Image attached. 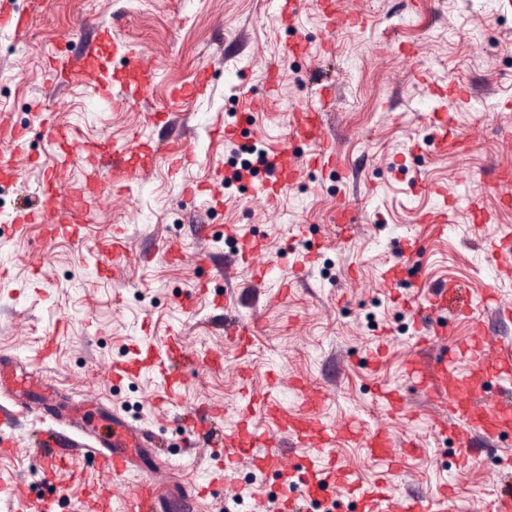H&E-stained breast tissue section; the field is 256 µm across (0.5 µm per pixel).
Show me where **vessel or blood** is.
<instances>
[{
  "label": "vessel or blood",
  "mask_w": 512,
  "mask_h": 512,
  "mask_svg": "<svg viewBox=\"0 0 512 512\" xmlns=\"http://www.w3.org/2000/svg\"><path fill=\"white\" fill-rule=\"evenodd\" d=\"M317 10L322 14L326 32L339 27L361 28L365 19L360 14L339 12L336 0H318ZM32 16L15 11L8 4L0 5V30H9L15 36H25ZM101 43L110 44L113 53L122 55L127 62L126 78L119 87L100 84L97 80V55H89L86 65L71 71V79L81 85L95 87L97 93L113 105L122 106L133 100L147 99L160 68L158 62L127 44L114 41L111 30H102ZM322 103H303L288 115V139L273 148L267 158L266 175L254 189L269 204H276L279 197L296 180L302 168H328L337 166L339 151L336 141L323 128ZM51 140L63 150L62 165H69L77 144L78 135L73 130H62L47 126ZM29 131L20 127H8L0 132V144L6 145V153H0V176L15 178L19 168L15 163L17 154L24 152ZM300 140L310 146L307 154L295 155L290 147L292 141ZM156 146L133 134L121 145L110 148L112 168L127 181L138 179L153 163ZM44 194L46 200L38 206H22L15 210L11 222L19 235H27L31 226H39L43 237L53 239L60 236H75L78 226L84 221L80 200L61 205L57 202L58 181L55 173H48ZM419 244L416 239L405 238L399 243V260L385 269L382 279L387 287H397L406 275L412 256ZM488 253L496 264L499 279L512 277V232H506L497 242L491 243ZM448 299L444 288L432 290L425 298H412L418 342L423 346L434 345L442 331L435 322L437 311ZM258 332L257 324L238 321L227 322L224 334L232 349L246 351L252 336ZM182 340L174 336L167 350L156 349L144 342L135 346L128 361L113 365L111 375L121 379L128 375L149 374L160 381L158 399L171 404L182 396L185 386L183 372L172 369L171 362L182 352ZM466 359L470 373L459 376L446 356H410L406 361V372L417 389L426 392L440 402L459 419L465 428L449 429L447 423H437L440 433L454 432L460 443L459 459L468 462L473 455L475 443H489L498 438L503 428L512 423V341L500 339L494 342L475 337L458 350ZM491 375L497 378L507 396L489 400L483 395L479 379ZM30 378L17 375L10 370L4 357L0 356V427L17 422L21 417L33 414L34 406L26 394L32 387ZM301 413L288 411L280 400L270 392L249 398L251 409L245 412L236 431L223 437L224 467L235 469L241 462L271 473H281L287 468L279 450V435L285 434L296 446L306 449L294 469L298 474L299 495H287L281 500L280 512H298V500L315 498L327 489L349 488L358 496L360 512H447L448 488L435 490L414 497L396 496L383 486L365 488L359 485L353 472L340 461L335 448L339 442H350L362 448L376 459L394 462L401 451H414L417 441H406L397 446L384 428L371 429L362 422L348 420L339 425H329L321 420L317 411L326 400L320 390L301 386ZM214 410L202 408L196 425L192 429V445L196 448L210 447L213 433L208 423ZM52 425L38 439L41 468L44 479L57 480L71 471L74 459L89 457L101 482L94 485L91 494L99 500L109 499L115 494V478L140 468L139 449L157 448L161 437L152 430L126 421L117 411L100 413L101 427H88L84 415L77 406L57 405L47 413ZM264 445L263 453H256L257 445ZM170 497L158 480L151 475L141 476L130 489L125 499V512H169Z\"/></svg>",
  "instance_id": "1"
}]
</instances>
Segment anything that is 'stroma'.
<instances>
[{
	"instance_id": "1",
	"label": "stroma",
	"mask_w": 512,
	"mask_h": 512,
	"mask_svg": "<svg viewBox=\"0 0 512 512\" xmlns=\"http://www.w3.org/2000/svg\"><path fill=\"white\" fill-rule=\"evenodd\" d=\"M344 12H359L364 28L337 29L333 52L323 56L324 23L314 0H305L295 24L281 22L267 0H44L28 34L0 31V120L30 131L20 163L21 176L0 182V353L28 360L41 339L55 335L57 350L37 368L39 376L69 393L86 409H116L129 422L151 425L166 439L150 464L166 488L179 496L203 491L198 512H252L255 497L279 501L285 486L271 473L240 464L225 471L218 451H192L179 421L155 406L158 381L150 375L119 381L113 365L128 360L135 344L164 346L180 334L189 356L224 348V321L257 322L260 330L241 360L218 371L187 367L178 412L203 404L224 408L223 427L232 433L246 409L248 394H262L280 381L279 399L301 409L290 380L328 391L319 415L330 425L358 419L385 428L391 438L419 440L422 450L395 466L373 459L352 444L337 447L339 459L365 485L380 482L400 494H419L448 485L449 512H487L506 457H512V427L496 447L481 448L467 468L457 464V441L434 434L443 411L419 393L403 371L418 333L407 309L412 296L451 281L470 291L474 315L452 318L440 349L454 350L481 329L487 338L512 337V321L484 311L481 298L496 289L512 302V280H499L486 248L512 228V204L488 193L499 170L512 168V0H339ZM98 25L161 61L149 100L112 107L92 88L67 86L52 59L79 56ZM305 37L312 54H286L284 47ZM278 62L280 84L267 91L265 73ZM211 70L205 96L171 106L173 88L190 83L197 68ZM331 77L335 100L325 109L327 131L341 151L340 169L302 171L276 203L256 196L254 179L230 185L216 179L242 145L269 149L284 140L288 114L315 97L318 73ZM455 79L470 91V102L449 110L448 150L433 140V115L444 107L435 88ZM249 94L260 108L242 113ZM169 110L166 125L151 113ZM74 128L83 142L103 138L122 143L131 132L162 144L184 137L195 161L171 169L157 158L135 183L109 167H95L87 153L62 171L61 197L85 190L92 171L102 189L87 195L86 228L80 238L43 239L39 229L17 236L11 216L21 201L40 195L55 163L56 148L44 119ZM232 129L220 137L221 129ZM466 141L458 149L457 141ZM458 209L444 235L423 224V214L442 207L445 196ZM351 206L358 218L344 243L330 239V212ZM492 214L477 224L473 208ZM208 225L209 241L195 233ZM239 239L224 235L225 225ZM304 225L297 234L293 225ZM122 228L126 257L120 276L97 271L101 249ZM418 239L411 278L388 288L382 270L397 259L399 241ZM264 240L277 255L273 276L257 283L251 268L234 263L240 238ZM182 248L171 260L167 243ZM208 250L228 261L227 270L205 268L196 257ZM310 252V270L296 265ZM205 292H197L198 282ZM287 294H279L280 285ZM195 293V311L185 315L179 300ZM398 390L404 415L387 416L379 387ZM28 417L7 431L13 452L0 455V480H24L33 505L51 512H88L87 494L97 481L90 461L79 464L67 488L44 480L33 439L42 429Z\"/></svg>"
}]
</instances>
